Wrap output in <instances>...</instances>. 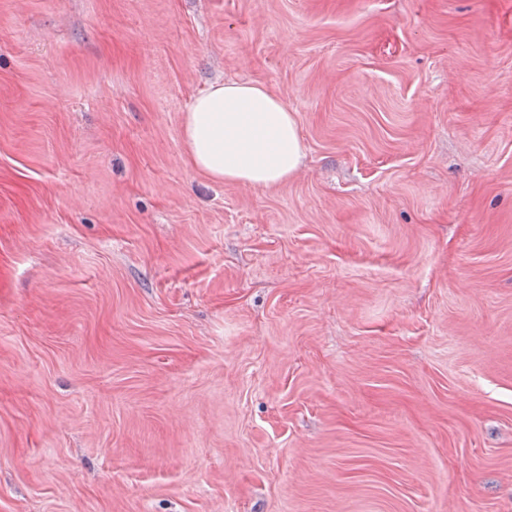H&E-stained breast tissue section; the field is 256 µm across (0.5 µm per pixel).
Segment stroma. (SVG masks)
I'll return each instance as SVG.
<instances>
[{
  "label": "stroma",
  "instance_id": "stroma-1",
  "mask_svg": "<svg viewBox=\"0 0 512 512\" xmlns=\"http://www.w3.org/2000/svg\"><path fill=\"white\" fill-rule=\"evenodd\" d=\"M0 512H512V0H0ZM183 139L192 165L228 184H280L298 170L302 158L294 115L260 83H210L184 116Z\"/></svg>",
  "mask_w": 512,
  "mask_h": 512
}]
</instances>
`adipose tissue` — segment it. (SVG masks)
I'll list each match as a JSON object with an SVG mask.
<instances>
[{"label":"adipose tissue","instance_id":"ef3b65f1","mask_svg":"<svg viewBox=\"0 0 512 512\" xmlns=\"http://www.w3.org/2000/svg\"><path fill=\"white\" fill-rule=\"evenodd\" d=\"M183 139L192 165L228 184H280L298 170L302 158L292 112L260 83H210L184 116Z\"/></svg>","mask_w":512,"mask_h":512}]
</instances>
